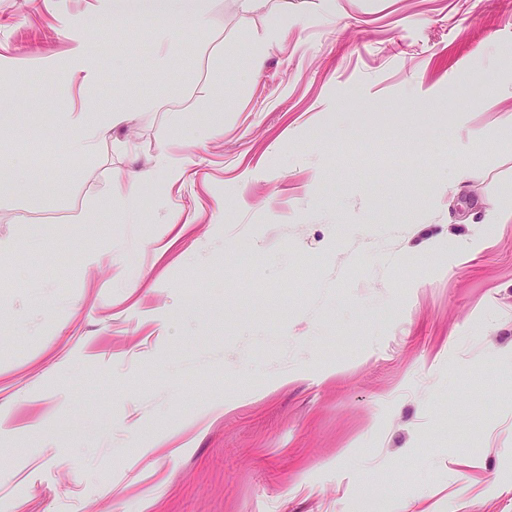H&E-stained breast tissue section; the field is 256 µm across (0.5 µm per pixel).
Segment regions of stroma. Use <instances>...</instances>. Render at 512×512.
<instances>
[{"mask_svg": "<svg viewBox=\"0 0 512 512\" xmlns=\"http://www.w3.org/2000/svg\"><path fill=\"white\" fill-rule=\"evenodd\" d=\"M206 7L0 0V512H512V0ZM103 7L113 15H124L129 12L149 18L160 19L180 16L188 19L193 25L202 27L207 23L208 16L203 7L204 0H99ZM71 73L79 75L83 80L93 78L97 73L95 60L88 56L85 49L78 45L72 56ZM71 135L64 141V147L76 154L90 153L99 136V127L89 124L87 112L78 110L72 112L69 117ZM158 174H162L168 182L174 183L181 179L183 172L178 165L171 162V160L168 158L166 154H162L159 157L156 167L143 173L142 177L139 180L134 181L131 184L132 189L136 190L138 184L141 181L149 180Z\"/></svg>", "mask_w": 512, "mask_h": 512, "instance_id": "obj_1", "label": "stroma"}]
</instances>
